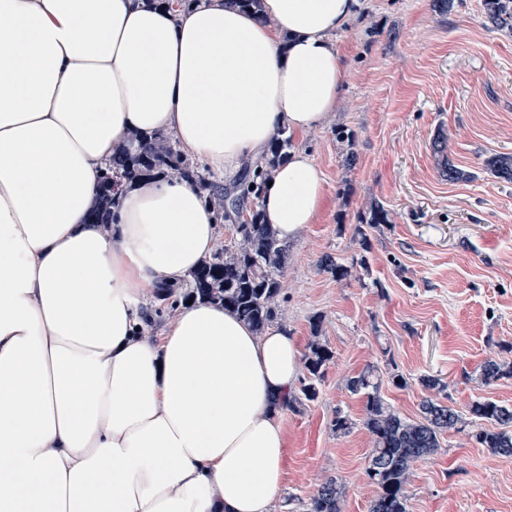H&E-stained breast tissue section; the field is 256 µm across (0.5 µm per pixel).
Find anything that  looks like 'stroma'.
I'll use <instances>...</instances> for the list:
<instances>
[{
    "label": "stroma",
    "mask_w": 512,
    "mask_h": 512,
    "mask_svg": "<svg viewBox=\"0 0 512 512\" xmlns=\"http://www.w3.org/2000/svg\"><path fill=\"white\" fill-rule=\"evenodd\" d=\"M365 4L336 36L339 111L294 137L324 172L326 205L290 244L276 324L296 337L300 354L318 341L334 358L317 398L283 417L287 457L274 512H305L329 478L346 489L344 512H368L371 437L359 424L362 398L346 388L367 368L405 418H418L429 395L464 417L478 398L512 406V377L480 379L486 358L512 359V182L482 167L487 156L512 154V34L485 24L483 0H455L445 14L433 0ZM340 130L354 146L337 138ZM440 131L450 161L473 180L443 177L432 149ZM374 201L388 223H362ZM326 254L351 266L350 277L324 271ZM395 373L406 386L393 385ZM424 375L441 388L426 392ZM340 412L356 422L341 435L332 429ZM472 429L465 418L414 466L407 512H512V457L481 448Z\"/></svg>",
    "instance_id": "stroma-1"
}]
</instances>
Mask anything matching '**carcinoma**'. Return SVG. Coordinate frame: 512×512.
Segmentation results:
<instances>
[{
  "mask_svg": "<svg viewBox=\"0 0 512 512\" xmlns=\"http://www.w3.org/2000/svg\"><path fill=\"white\" fill-rule=\"evenodd\" d=\"M485 23L512 33V0H484ZM293 136L284 128L271 140L261 169H246L235 185L206 196V203L219 223L240 218L241 200L253 198V209L240 229L236 241L218 249L191 271L182 292L160 285L154 292L153 304L145 312V327L150 330L155 320L193 301L220 304L232 310L256 333H265L277 319L282 292L281 272L288 256V241L280 238L264 223L259 201L263 192V175L272 172L289 154ZM446 142L439 133L433 150L440 158L441 172L450 182L467 181L471 173L455 166L445 155ZM491 175L512 181V156L495 155L485 160ZM172 174L193 185L209 187L211 183L198 163L186 158L172 139L162 132L151 136L133 135L132 144L102 169L101 186L90 216L95 224L112 223L117 196L123 181ZM388 213L378 203L369 206L364 224H385ZM320 266L338 279L350 276L351 269L327 254ZM333 359L330 348L315 341L304 356L306 376L300 392L312 401L318 396V383ZM512 377V362L489 358L481 366L484 383L501 377ZM348 390L363 398L361 425L369 432L372 448L365 474L375 486L376 495L370 512H407V482L413 466L441 448L440 438L446 431L462 423L461 415L448 405L431 398L420 404L421 417H402L382 397L376 373L366 370L347 381ZM468 412L477 421L472 432L475 442L492 453L512 456V407L484 398L472 401ZM345 488L335 479L321 482L306 504V512H343Z\"/></svg>",
  "mask_w": 512,
  "mask_h": 512,
  "instance_id": "obj_1",
  "label": "carcinoma"
}]
</instances>
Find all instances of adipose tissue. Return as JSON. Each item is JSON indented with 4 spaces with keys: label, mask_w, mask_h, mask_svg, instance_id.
I'll list each match as a JSON object with an SVG mask.
<instances>
[{
    "label": "adipose tissue",
    "mask_w": 512,
    "mask_h": 512,
    "mask_svg": "<svg viewBox=\"0 0 512 512\" xmlns=\"http://www.w3.org/2000/svg\"><path fill=\"white\" fill-rule=\"evenodd\" d=\"M362 0H0V512H272L301 359L230 310L187 306L161 341L143 297L214 252L198 190L145 178L111 231L88 212L132 132L172 133L214 169L258 160L341 102L332 35ZM303 150L265 223L294 240L325 206Z\"/></svg>",
    "instance_id": "adipose-tissue-1"
}]
</instances>
